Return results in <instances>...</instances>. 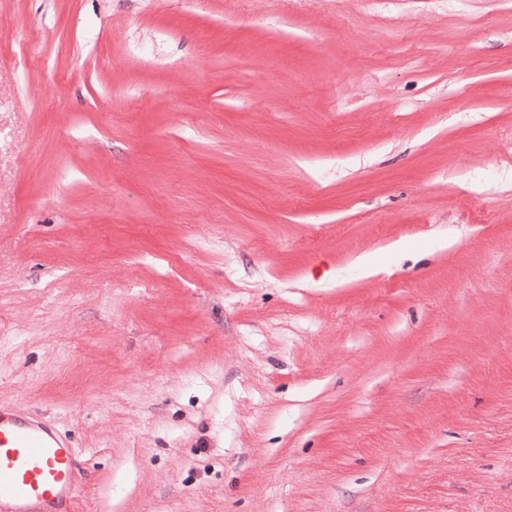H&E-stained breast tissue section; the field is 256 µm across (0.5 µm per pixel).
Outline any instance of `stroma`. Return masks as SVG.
I'll use <instances>...</instances> for the list:
<instances>
[{
	"mask_svg": "<svg viewBox=\"0 0 512 512\" xmlns=\"http://www.w3.org/2000/svg\"><path fill=\"white\" fill-rule=\"evenodd\" d=\"M0 403L76 512H512V0H0Z\"/></svg>",
	"mask_w": 512,
	"mask_h": 512,
	"instance_id": "stroma-1",
	"label": "stroma"
}]
</instances>
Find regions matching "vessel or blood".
I'll return each mask as SVG.
<instances>
[{"mask_svg": "<svg viewBox=\"0 0 512 512\" xmlns=\"http://www.w3.org/2000/svg\"><path fill=\"white\" fill-rule=\"evenodd\" d=\"M80 466L54 424L0 405V512H75Z\"/></svg>", "mask_w": 512, "mask_h": 512, "instance_id": "vessel-or-blood-1", "label": "vessel or blood"}]
</instances>
